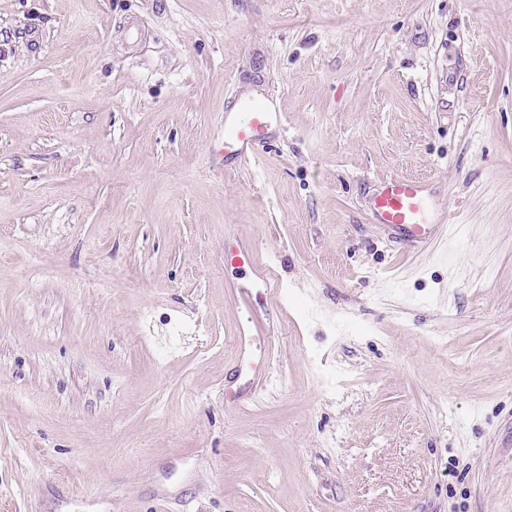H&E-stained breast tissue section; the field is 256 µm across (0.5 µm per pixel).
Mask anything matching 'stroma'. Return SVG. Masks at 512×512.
Wrapping results in <instances>:
<instances>
[{
    "label": "stroma",
    "mask_w": 512,
    "mask_h": 512,
    "mask_svg": "<svg viewBox=\"0 0 512 512\" xmlns=\"http://www.w3.org/2000/svg\"><path fill=\"white\" fill-rule=\"evenodd\" d=\"M0 512H512V0H0ZM224 120V158L253 156L277 130H284L281 115L266 103L241 99ZM375 209L381 224H387L404 238L410 247L423 244L436 224L445 223V213L439 218L428 183L417 178L396 176L385 181L375 199ZM225 265L247 266L251 271L248 279L242 278L230 283L229 293L231 297L243 308L249 309V317L245 324H241L234 334V344L237 360L241 365L253 364L257 359L267 358L271 352V338L273 335V325L263 321L252 311V299L254 288H266L268 293L277 292L278 283L275 281L272 273L266 267L259 265L254 257L252 248L235 243L224 247ZM267 339L270 343L263 353L257 354V345L261 340Z\"/></svg>",
    "instance_id": "obj_1"
}]
</instances>
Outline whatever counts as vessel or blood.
I'll return each mask as SVG.
<instances>
[{
    "label": "vessel or blood",
    "instance_id": "b4317fda",
    "mask_svg": "<svg viewBox=\"0 0 512 512\" xmlns=\"http://www.w3.org/2000/svg\"><path fill=\"white\" fill-rule=\"evenodd\" d=\"M283 128L280 114L271 111L266 103L239 100L231 116L224 121V155L231 159L252 156L274 132ZM375 209L381 223L398 231L406 244L413 248L423 244L440 222L427 182L417 178L396 176L385 181L375 199ZM224 262L230 266H245L251 271L248 279L229 285L231 297L241 307H251L254 289L277 292L278 283L269 269L256 262L252 248L239 243L225 247ZM272 335L270 323L258 315H249L246 323L239 326L234 334L238 362L254 363L258 358V344Z\"/></svg>",
    "mask_w": 512,
    "mask_h": 512
}]
</instances>
